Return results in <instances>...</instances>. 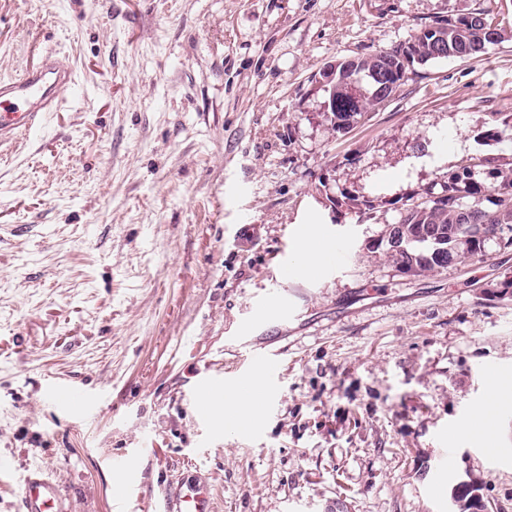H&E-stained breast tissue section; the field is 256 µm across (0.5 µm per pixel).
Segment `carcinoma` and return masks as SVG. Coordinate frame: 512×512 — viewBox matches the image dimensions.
I'll use <instances>...</instances> for the list:
<instances>
[{"label":"carcinoma","instance_id":"carcinoma-1","mask_svg":"<svg viewBox=\"0 0 512 512\" xmlns=\"http://www.w3.org/2000/svg\"><path fill=\"white\" fill-rule=\"evenodd\" d=\"M482 13L443 20L439 26L440 54L434 55L430 37L417 39L413 53L427 63L441 58H464L482 52L488 45L482 33ZM400 47L377 52L368 57L345 59L340 62L336 75L327 82V102L332 118L357 119L369 108L379 106L383 98L377 86L364 85L365 94L352 91L348 78L353 72L366 73L382 61L392 66ZM495 197L489 200L493 208L482 205L487 192ZM443 192L448 201L441 206L428 202L408 205L400 215L401 246L393 257L396 263H406L415 274L457 264L466 258L485 255L486 242L499 240L504 248H512V174L491 167L487 158L467 161L448 174Z\"/></svg>","mask_w":512,"mask_h":512}]
</instances>
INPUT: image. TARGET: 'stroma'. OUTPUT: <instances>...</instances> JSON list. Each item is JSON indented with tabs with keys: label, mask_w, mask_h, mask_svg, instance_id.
<instances>
[{
	"label": "stroma",
	"mask_w": 512,
	"mask_h": 512,
	"mask_svg": "<svg viewBox=\"0 0 512 512\" xmlns=\"http://www.w3.org/2000/svg\"><path fill=\"white\" fill-rule=\"evenodd\" d=\"M476 11L498 43L336 132L330 66ZM49 53L74 84L0 146L1 466L59 481L62 512H115L122 457L125 512L198 479L215 512H452L463 481L512 512V458L484 452L512 448V250L406 276L375 246L467 158L512 169V0H0V78ZM306 224L348 261L296 274L292 316L231 343ZM251 352L281 369L246 435L191 394ZM488 363L508 374L475 434ZM58 384L93 397L84 419ZM53 402L74 418H82L90 409L91 401L85 395H79L66 385L55 386L51 391Z\"/></svg>",
	"instance_id": "obj_1"
}]
</instances>
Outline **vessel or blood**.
<instances>
[{
	"mask_svg": "<svg viewBox=\"0 0 512 512\" xmlns=\"http://www.w3.org/2000/svg\"><path fill=\"white\" fill-rule=\"evenodd\" d=\"M73 82V72L65 59L46 54L41 62L18 77L0 80V144L26 133L40 124L46 113L57 111L61 104L59 91ZM302 235L309 239L310 247L329 255L338 253L335 239L320 233L315 227H306ZM293 269L281 266L273 288L257 302V309L269 316L289 312L291 304L286 293L288 278ZM277 358L268 354L253 355L250 365L238 371L232 382L238 390L254 388L253 375L268 376L278 369ZM225 382L216 377L199 383L191 400L198 413L205 414L216 399L224 394ZM257 389V388H254ZM258 398L262 408H269L267 388H259ZM53 402L72 417L87 414L91 401L66 385L55 386L51 391ZM62 501L61 486L41 471L27 473L22 485L24 512H59ZM164 512H214L212 497L206 488L194 486L187 489L169 488L164 492Z\"/></svg>",
	"mask_w": 512,
	"mask_h": 512,
	"instance_id": "b4317fda",
	"label": "vessel or blood"
}]
</instances>
